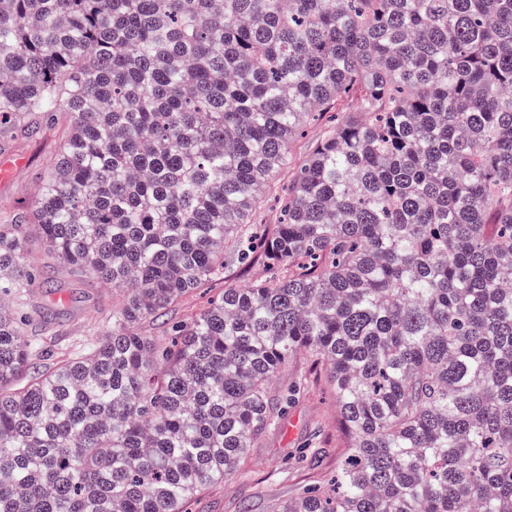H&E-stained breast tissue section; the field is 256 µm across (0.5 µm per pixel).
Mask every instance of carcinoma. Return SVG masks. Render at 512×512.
<instances>
[{"label":"carcinoma","instance_id":"obj_1","mask_svg":"<svg viewBox=\"0 0 512 512\" xmlns=\"http://www.w3.org/2000/svg\"><path fill=\"white\" fill-rule=\"evenodd\" d=\"M59 123L32 211L0 221V512H183L280 426L300 355L346 452L277 512H512V0H0V139ZM33 237L119 293L47 370ZM228 247L279 272L170 344L139 331ZM329 127L328 119L314 120L304 126L290 146L293 161H302L323 138ZM291 170L284 169L272 179L254 213V224H277L280 217L279 203L288 191Z\"/></svg>","mask_w":512,"mask_h":512}]
</instances>
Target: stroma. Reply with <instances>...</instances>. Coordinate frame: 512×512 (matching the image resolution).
I'll return each instance as SVG.
<instances>
[{
	"mask_svg": "<svg viewBox=\"0 0 512 512\" xmlns=\"http://www.w3.org/2000/svg\"><path fill=\"white\" fill-rule=\"evenodd\" d=\"M65 134L64 125L47 126L34 138L0 146V165L7 167L5 174H0V217L28 209L40 189L41 175L54 161ZM265 274L260 263L246 268L229 265L223 278L202 284L172 307L167 323L147 320L140 331L156 341H166L168 323L185 320L206 308L222 294L225 284H242ZM49 277L48 292L31 297L28 308L34 311L52 306L61 353H78L84 343L106 333L108 326L102 314L112 307V291L92 278H73L62 268L50 271ZM296 382L301 389L280 427L250 449L245 478L204 487L184 503L183 512H270L273 503L295 496L303 486L331 483L336 464L345 453L336 422V394L326 375H314L303 357L280 373L274 386L283 389ZM315 442L324 449L316 465L310 462Z\"/></svg>",
	"mask_w": 512,
	"mask_h": 512,
	"instance_id": "obj_1",
	"label": "stroma"
}]
</instances>
